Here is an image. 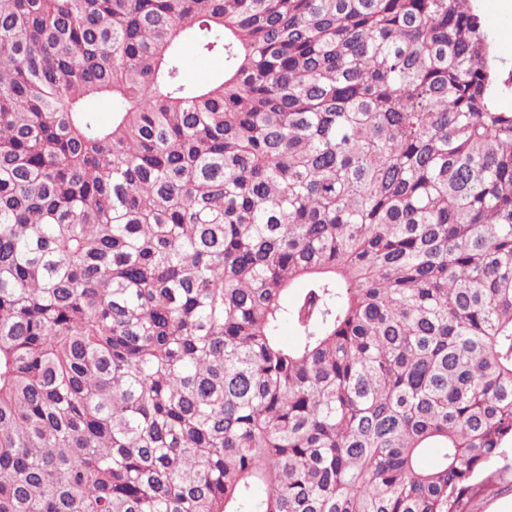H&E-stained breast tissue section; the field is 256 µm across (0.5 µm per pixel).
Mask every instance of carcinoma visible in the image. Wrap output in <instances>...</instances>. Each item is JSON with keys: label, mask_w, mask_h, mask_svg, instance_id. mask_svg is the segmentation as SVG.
<instances>
[{"label": "carcinoma", "mask_w": 512, "mask_h": 512, "mask_svg": "<svg viewBox=\"0 0 512 512\" xmlns=\"http://www.w3.org/2000/svg\"><path fill=\"white\" fill-rule=\"evenodd\" d=\"M474 2L0 0V512H465L512 447ZM223 68L224 64L220 59L189 54L183 70V77L187 84L202 85L216 78Z\"/></svg>", "instance_id": "carcinoma-1"}]
</instances>
